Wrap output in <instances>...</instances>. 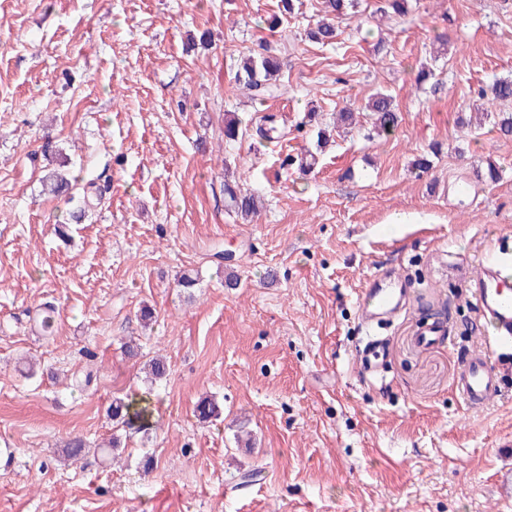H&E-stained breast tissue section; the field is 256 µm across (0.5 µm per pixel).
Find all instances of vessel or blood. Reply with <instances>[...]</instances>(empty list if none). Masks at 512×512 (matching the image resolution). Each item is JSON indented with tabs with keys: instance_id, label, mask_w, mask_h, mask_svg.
<instances>
[{
	"instance_id": "obj_1",
	"label": "vessel or blood",
	"mask_w": 512,
	"mask_h": 512,
	"mask_svg": "<svg viewBox=\"0 0 512 512\" xmlns=\"http://www.w3.org/2000/svg\"><path fill=\"white\" fill-rule=\"evenodd\" d=\"M469 291L493 334L488 351L467 355L457 377V390L468 407H484L499 395V367L512 363V250L500 248L488 257ZM405 289L389 288L376 279L361 296L362 317L372 325L393 317L408 301Z\"/></svg>"
}]
</instances>
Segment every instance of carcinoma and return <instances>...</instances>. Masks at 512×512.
<instances>
[{
	"label": "carcinoma",
	"mask_w": 512,
	"mask_h": 512,
	"mask_svg": "<svg viewBox=\"0 0 512 512\" xmlns=\"http://www.w3.org/2000/svg\"><path fill=\"white\" fill-rule=\"evenodd\" d=\"M357 5V0H324L325 17L308 31V37L321 45H332L337 37V23ZM279 15L270 22L273 30L295 14V0H279ZM282 69L280 58L272 52L269 42L258 39L247 49V54L240 57L235 72V80L250 91L252 99L261 103L282 95L279 76ZM492 100L496 103H512V79H499L490 87ZM368 108L374 116V129L389 134L399 125V113L393 97L386 93L374 94L368 102ZM257 133L262 141L280 139L283 134L277 127L276 116L266 114L261 117ZM46 186L57 196H72L71 182L58 174L47 177ZM224 200L226 207L236 213H249L255 209L257 198L254 194L241 190L229 181H224ZM109 416L116 425L136 432H142L150 426V411L142 405V400L116 399L108 408Z\"/></svg>",
	"instance_id": "carcinoma-1"
}]
</instances>
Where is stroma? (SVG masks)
I'll return each mask as SVG.
<instances>
[{
	"label": "stroma",
	"mask_w": 512,
	"mask_h": 512,
	"mask_svg": "<svg viewBox=\"0 0 512 512\" xmlns=\"http://www.w3.org/2000/svg\"><path fill=\"white\" fill-rule=\"evenodd\" d=\"M380 5L358 0L323 47L306 37L322 0H299L273 39L287 91L261 105L235 62L278 0H0V512H512V371L479 410L455 388L488 336L466 282L512 239V137L457 119L512 78V0ZM379 90L395 133L336 130L318 149L335 112ZM265 110L283 137L258 147ZM309 151L314 171L284 166ZM54 170L109 183L105 203L67 223ZM228 175L259 196L253 218L226 210ZM382 272L410 302L378 331L374 377L359 300ZM45 302L55 330L29 335ZM428 319L448 334L422 348ZM156 356L168 371L151 384ZM127 397L153 427L102 450ZM206 397L220 413L204 421ZM75 436L89 451L70 462Z\"/></svg>",
	"instance_id": "stroma-1"
}]
</instances>
